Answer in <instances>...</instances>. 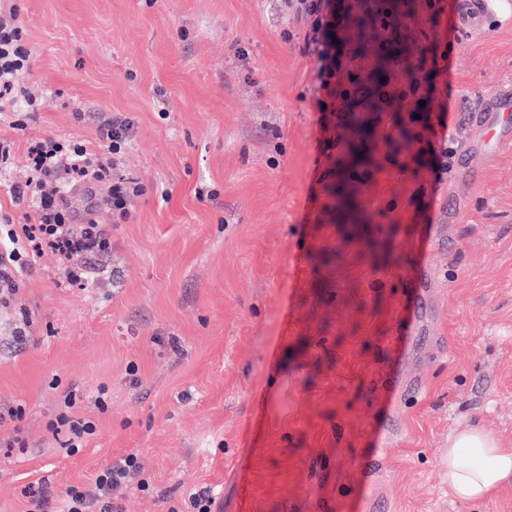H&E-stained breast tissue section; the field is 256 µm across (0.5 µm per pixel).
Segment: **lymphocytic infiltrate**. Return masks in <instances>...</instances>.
<instances>
[{"instance_id": "1", "label": "lymphocytic infiltrate", "mask_w": 512, "mask_h": 512, "mask_svg": "<svg viewBox=\"0 0 512 512\" xmlns=\"http://www.w3.org/2000/svg\"><path fill=\"white\" fill-rule=\"evenodd\" d=\"M290 2L297 17L310 21L303 50L318 62L313 72L312 100L321 119L343 111L351 100L370 92L388 109L398 102L422 98L423 88L414 79L399 87L384 82L370 90L347 74L345 60L351 42L344 32V16L336 0ZM31 56L32 49L19 23L18 6H11L6 13L0 11V112L20 100L34 106L35 100L24 86ZM97 131L101 148L97 154L80 144L67 152L51 140L36 144L29 155L32 176L28 184L10 189L15 202L30 208L36 221L22 225L20 231H8V238L24 239L35 257L43 249H50L61 260L67 282L79 286L90 279V259L108 253L111 243L90 216L77 219L64 208L70 174L107 183L108 202L113 212L124 219L129 216L128 200L145 192L137 180L120 174L115 167L116 157L132 143V118L112 114L100 120ZM139 470L136 454L123 455L96 475L93 490L70 486L56 503L43 490L28 491V512H112L113 489L125 484Z\"/></svg>"}]
</instances>
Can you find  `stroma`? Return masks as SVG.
I'll use <instances>...</instances> for the list:
<instances>
[{
	"label": "stroma",
	"instance_id": "1",
	"mask_svg": "<svg viewBox=\"0 0 512 512\" xmlns=\"http://www.w3.org/2000/svg\"><path fill=\"white\" fill-rule=\"evenodd\" d=\"M507 2L464 20L401 0L395 33L367 32L347 67L368 86L415 74L425 106L359 98L325 132L288 0H22L37 102L0 115V218L23 221L6 186L30 177L32 144L97 150L107 113L134 120L117 167L146 193L122 220L78 182L68 208L93 212L111 252L82 287L52 254L27 261L0 305V409L23 412L0 427V512H26L31 485L91 487L131 451L122 512H194L202 489L214 512H357L381 445L376 512H512V488L452 500L445 469L459 425L512 446V147L468 154L476 114L512 98ZM439 43L447 69L420 67ZM443 107L438 183L419 133ZM404 369L419 394L392 386ZM64 412L95 425L76 454L49 428Z\"/></svg>",
	"mask_w": 512,
	"mask_h": 512
}]
</instances>
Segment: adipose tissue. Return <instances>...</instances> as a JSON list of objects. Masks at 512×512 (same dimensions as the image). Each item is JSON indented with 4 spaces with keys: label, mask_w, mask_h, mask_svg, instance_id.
<instances>
[{
    "label": "adipose tissue",
    "mask_w": 512,
    "mask_h": 512,
    "mask_svg": "<svg viewBox=\"0 0 512 512\" xmlns=\"http://www.w3.org/2000/svg\"><path fill=\"white\" fill-rule=\"evenodd\" d=\"M512 485V448L476 424L448 438V492L458 501H483Z\"/></svg>",
    "instance_id": "adipose-tissue-1"
}]
</instances>
